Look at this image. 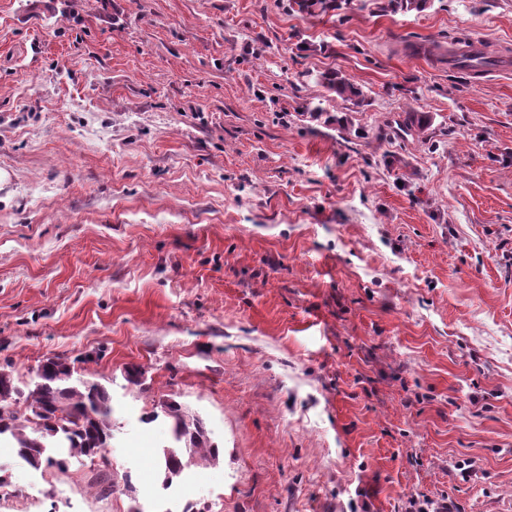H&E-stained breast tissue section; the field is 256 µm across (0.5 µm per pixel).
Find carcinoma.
Segmentation results:
<instances>
[{
    "mask_svg": "<svg viewBox=\"0 0 512 512\" xmlns=\"http://www.w3.org/2000/svg\"><path fill=\"white\" fill-rule=\"evenodd\" d=\"M329 89L345 100L363 96L361 88L338 76L327 77ZM74 363L63 355L42 360L22 389L13 371L0 367V437L9 439L29 465L69 471L71 461H94L112 439V407L100 384L73 379ZM161 410L173 421L174 445L163 447L158 464L163 485L191 467L207 468L219 462V449L211 443L202 419L176 402Z\"/></svg>",
    "mask_w": 512,
    "mask_h": 512,
    "instance_id": "cac0c4a2",
    "label": "carcinoma"
}]
</instances>
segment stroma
<instances>
[{
	"label": "stroma",
	"mask_w": 512,
	"mask_h": 512,
	"mask_svg": "<svg viewBox=\"0 0 512 512\" xmlns=\"http://www.w3.org/2000/svg\"><path fill=\"white\" fill-rule=\"evenodd\" d=\"M386 4L0 0V365L112 398L0 512H512V67L448 65L512 0ZM167 400L221 453L175 493Z\"/></svg>",
	"instance_id": "35a3bbf8"
}]
</instances>
